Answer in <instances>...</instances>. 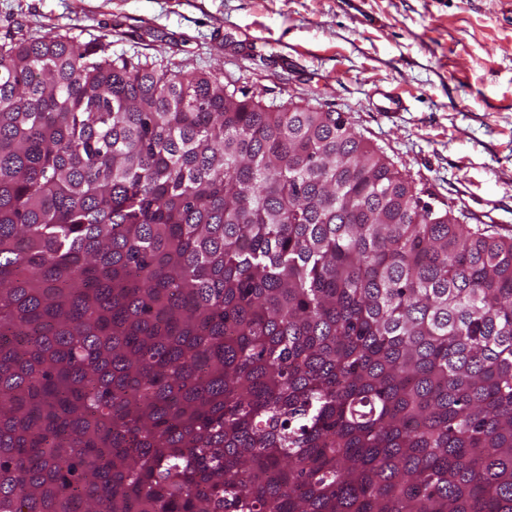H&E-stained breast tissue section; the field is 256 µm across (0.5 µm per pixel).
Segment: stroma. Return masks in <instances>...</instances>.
<instances>
[{
  "label": "stroma",
  "mask_w": 512,
  "mask_h": 512,
  "mask_svg": "<svg viewBox=\"0 0 512 512\" xmlns=\"http://www.w3.org/2000/svg\"><path fill=\"white\" fill-rule=\"evenodd\" d=\"M48 30L339 114L433 208L512 235V0H0V42Z\"/></svg>",
  "instance_id": "obj_1"
}]
</instances>
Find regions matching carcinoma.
Masks as SVG:
<instances>
[{
	"instance_id": "1",
	"label": "carcinoma",
	"mask_w": 512,
	"mask_h": 512,
	"mask_svg": "<svg viewBox=\"0 0 512 512\" xmlns=\"http://www.w3.org/2000/svg\"><path fill=\"white\" fill-rule=\"evenodd\" d=\"M110 47L0 45V512H512V237Z\"/></svg>"
}]
</instances>
